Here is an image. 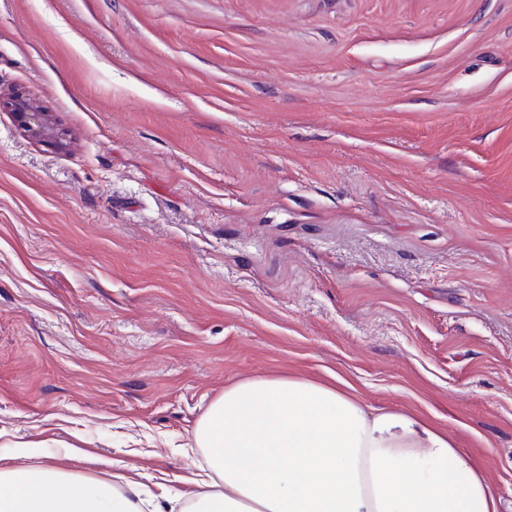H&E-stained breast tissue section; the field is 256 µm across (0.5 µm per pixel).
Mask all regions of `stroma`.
Returning <instances> with one entry per match:
<instances>
[{
	"label": "stroma",
	"instance_id": "35a3bbf8",
	"mask_svg": "<svg viewBox=\"0 0 512 512\" xmlns=\"http://www.w3.org/2000/svg\"><path fill=\"white\" fill-rule=\"evenodd\" d=\"M0 467L182 498L226 385L337 376L512 512V0H0ZM0 106L12 111L25 132L35 139H56L47 141V143L57 147H62V141L47 118V114L37 105L32 98L25 97L22 93H12L2 97L0 93ZM58 138V139H57Z\"/></svg>",
	"mask_w": 512,
	"mask_h": 512
}]
</instances>
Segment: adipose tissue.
<instances>
[{
    "label": "adipose tissue",
    "instance_id": "adipose-tissue-1",
    "mask_svg": "<svg viewBox=\"0 0 512 512\" xmlns=\"http://www.w3.org/2000/svg\"><path fill=\"white\" fill-rule=\"evenodd\" d=\"M209 479L186 512H499L482 469L425 415L366 405L348 383L255 376L194 429ZM0 512H140L119 485L0 468Z\"/></svg>",
    "mask_w": 512,
    "mask_h": 512
}]
</instances>
